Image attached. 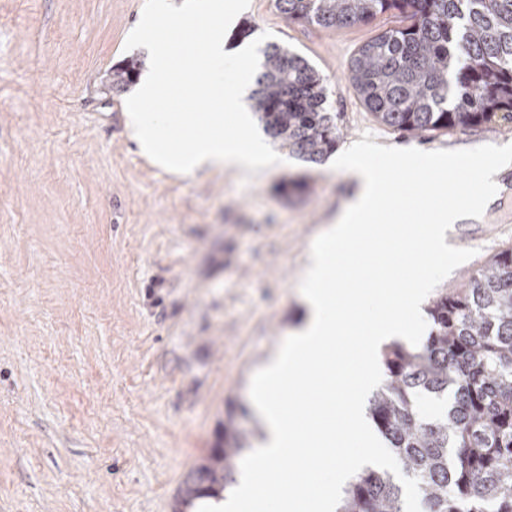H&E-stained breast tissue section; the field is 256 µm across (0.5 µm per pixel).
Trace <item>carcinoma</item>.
Here are the masks:
<instances>
[{
    "instance_id": "1",
    "label": "carcinoma",
    "mask_w": 512,
    "mask_h": 512,
    "mask_svg": "<svg viewBox=\"0 0 512 512\" xmlns=\"http://www.w3.org/2000/svg\"><path fill=\"white\" fill-rule=\"evenodd\" d=\"M290 21L326 29L366 24L396 10L408 24L362 44L349 61L355 91L383 126L421 137L457 127L512 124V0H276ZM138 62L112 69V88L132 84ZM254 112L288 152L311 163L340 141L325 108L324 76L271 43L254 76ZM419 347L388 345L369 413L401 471L419 481L423 512H512V248L467 284L428 305ZM450 394L427 415L418 397ZM222 444L190 472L173 512L217 497L235 482L246 435L224 426ZM337 512H404L387 470L359 474Z\"/></svg>"
}]
</instances>
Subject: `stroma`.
I'll return each mask as SVG.
<instances>
[{"instance_id":"stroma-1","label":"stroma","mask_w":512,"mask_h":512,"mask_svg":"<svg viewBox=\"0 0 512 512\" xmlns=\"http://www.w3.org/2000/svg\"><path fill=\"white\" fill-rule=\"evenodd\" d=\"M274 2L250 0L226 47L248 28L305 57L339 150L366 133L424 151L512 142L498 123L421 138L379 124L350 54L401 18L324 30ZM144 3L0 0V512H170L226 420L257 434L251 378L303 321L305 257L353 190L291 157L177 177L143 156L110 75L149 57L125 47ZM452 244L476 254L444 290L512 247V203Z\"/></svg>"}]
</instances>
